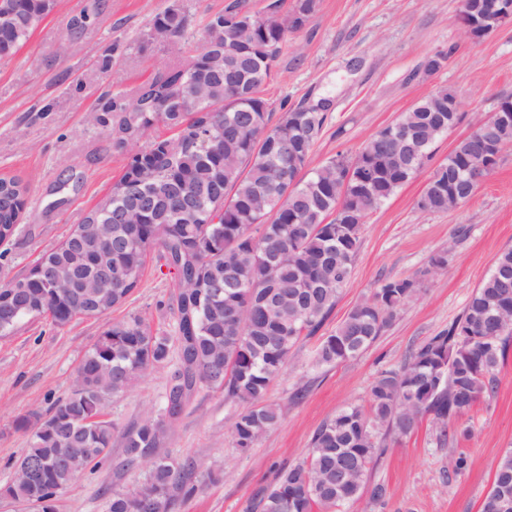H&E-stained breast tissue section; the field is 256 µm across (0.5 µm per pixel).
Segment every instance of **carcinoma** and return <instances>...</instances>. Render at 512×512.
<instances>
[{
	"label": "carcinoma",
	"instance_id": "1",
	"mask_svg": "<svg viewBox=\"0 0 512 512\" xmlns=\"http://www.w3.org/2000/svg\"><path fill=\"white\" fill-rule=\"evenodd\" d=\"M15 22L0 28V58L15 53L49 14L54 0H10ZM317 0H294L282 24L256 25L259 12L229 4L209 15L202 43L182 65L142 83L132 103L120 94L100 99L97 121L112 125V148L127 155L112 184V205L152 201L137 224L112 225V245L91 225L102 204L82 218L90 230L84 248L67 242L44 254L61 266L56 281L30 273L0 282V334L26 318L48 316L58 327L78 319L75 306L83 281L95 277L100 260L112 267V285L98 289L94 303L104 315L138 288L151 253L171 265L178 278L170 309L174 337L133 315L108 324L75 371L70 395L45 413L17 418L15 428L32 442L18 467L35 476L14 481L4 493L37 512H56L58 495L81 473L105 460L114 426L83 424L110 398L125 392L149 371L176 354L166 389L164 413L149 416L123 432L122 466L159 447L167 423L177 418L199 391L221 389L244 404L233 424L237 450L248 453L280 420L267 402L271 383L285 369L294 345L317 335L349 283L361 245L365 218L423 169L437 141L459 121L448 111L455 95L437 90L399 117L407 141L390 139L386 126L352 157L339 153L306 171L313 146L327 120L323 105L281 107L278 119L261 94L271 78L283 40L281 25L301 28ZM231 22L244 33L224 50L223 73L200 64L207 45L227 42ZM188 24L184 6L172 4L152 22L150 38L169 32L182 37ZM201 91L204 100L195 93ZM171 135L149 136L155 127ZM495 149L487 151L479 128L461 139L447 162L431 173L417 202L424 212L448 211L451 196L470 197L468 170L497 164L496 148L512 144V123L489 126ZM28 186L0 178V242L19 223ZM420 292V278L387 276L355 305L330 334L321 337L317 364L332 366L370 347ZM512 248L502 250L490 274L475 289L448 328L415 348L396 369L381 371L369 390L370 408L349 405L323 421L307 457L280 472L253 505L255 512H345L363 493L370 466L385 436H407L419 418L432 416L439 436L456 429L478 401L494 392L495 372L512 350ZM195 464L155 460L144 482L114 491L108 512H173L178 496L195 491ZM512 502V450L496 462L492 490L483 512H497L495 492Z\"/></svg>",
	"mask_w": 512,
	"mask_h": 512
}]
</instances>
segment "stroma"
Listing matches in <instances>:
<instances>
[{"label": "stroma", "mask_w": 512, "mask_h": 512, "mask_svg": "<svg viewBox=\"0 0 512 512\" xmlns=\"http://www.w3.org/2000/svg\"><path fill=\"white\" fill-rule=\"evenodd\" d=\"M170 2L55 0L26 43L0 59V177L20 178L29 188L15 235L0 243V278L26 272L62 242L121 175L126 159L113 150L111 129L94 117L100 97H133L142 82L180 63L198 45L205 18L230 0H183L190 25L176 50L148 37L155 15ZM77 19L83 27L70 34ZM436 54L446 55L444 66L425 73L424 62ZM441 88L456 95L461 120L435 145L432 165L446 160L475 118L490 116L502 96L512 95V21L472 41L462 32L461 0H318L305 24L288 31L262 94L276 107L330 99L309 158L315 168L336 154L354 155ZM430 174L421 170L368 214L352 278L324 329L334 330L383 277L424 275L417 297L369 349L339 365L315 367L320 339H301L266 395L280 405L283 419L249 454H239L232 438L240 404L220 390L200 391L157 450L198 464L196 490L176 512H251L278 470L305 459L315 429L347 405L368 406L378 373L399 367L446 328L498 254L512 247V145L459 208L418 209ZM442 251L447 266L428 272L430 258ZM175 289L173 274L151 258L139 288L110 314L62 328L47 317L26 319L0 336V487L12 481L14 463L30 446V433L16 430L15 420L70 394L80 359L111 320L142 314L172 333L168 304ZM171 371L157 368L111 398L107 412L117 428L111 456L59 495L57 512H107L113 491L146 479L150 459L121 468V432L162 413ZM496 377L494 393L461 421L469 435L438 441L426 416L408 437L387 438L369 478L385 485V497L362 493L348 512H482L495 463L512 448V354ZM300 388L306 395L294 400Z\"/></svg>", "instance_id": "obj_1"}]
</instances>
